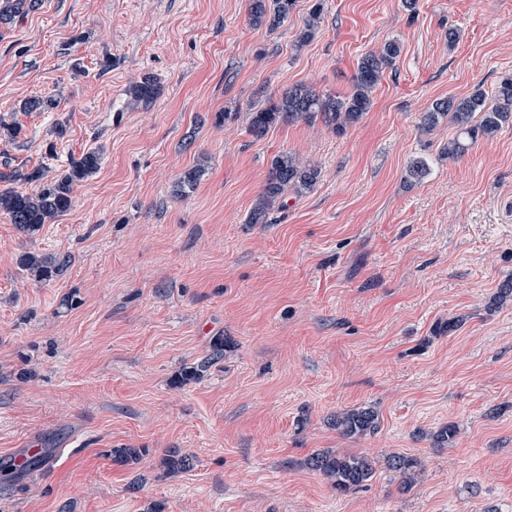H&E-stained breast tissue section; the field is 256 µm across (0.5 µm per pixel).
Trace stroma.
Wrapping results in <instances>:
<instances>
[{
  "mask_svg": "<svg viewBox=\"0 0 512 512\" xmlns=\"http://www.w3.org/2000/svg\"><path fill=\"white\" fill-rule=\"evenodd\" d=\"M249 4L42 0L0 30V120L20 127L0 171L52 178L101 155L35 236L0 214V459L32 441L55 459L0 481V512H512V125L455 160L454 125L419 127L435 100L512 74V0H297L273 31ZM392 40L395 65L343 135L250 133L251 109L295 85L349 94L361 54ZM147 73L159 96L131 104ZM34 96L59 106L20 111ZM282 152L319 179L250 223ZM27 251L72 263L37 282ZM215 336L223 360L174 385ZM360 407L377 430L344 436L337 414ZM123 447L146 454L113 464ZM170 448L192 468L164 473ZM327 450L373 459L371 480L337 494L306 465ZM393 454L417 460L412 484Z\"/></svg>",
  "mask_w": 512,
  "mask_h": 512,
  "instance_id": "stroma-1",
  "label": "stroma"
}]
</instances>
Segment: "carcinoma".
<instances>
[{
  "label": "carcinoma",
  "instance_id": "cac0c4a2",
  "mask_svg": "<svg viewBox=\"0 0 512 512\" xmlns=\"http://www.w3.org/2000/svg\"><path fill=\"white\" fill-rule=\"evenodd\" d=\"M296 0H251L249 20L255 27L265 26L275 30L292 11ZM41 0H0V29L10 27L16 20L39 9ZM322 12L317 3L310 12V20L299 34V42L310 41L317 29V20ZM400 54L396 41L385 43L378 51L363 55L357 65L351 92L343 98L323 95L315 90L296 86L265 107L255 108L249 113V131L263 137L278 124H291L297 120L314 123L321 121L336 134L341 135L357 123L372 105V92L383 72L391 67ZM160 88L151 75L143 76L133 84L129 96L136 104H148L159 95ZM57 107V100L33 97L21 105L23 112H47ZM456 125L458 134L448 141L442 154L449 158L463 156L480 139H490L504 126L512 125V75L501 78L494 98L490 99L480 89L469 95L448 97L434 101L423 113L420 128L425 132L434 130L443 120ZM99 153L90 151L70 162L68 170L50 180L40 169L26 173L12 170L0 172V182H10L12 187L0 188V214L6 215L11 223L26 235L36 234L42 225L52 223L73 205L74 185L92 177L99 169ZM318 169L301 161L290 153L276 155L268 170L263 189L255 200L249 223L265 224L269 211L292 190L297 194L311 191L318 179ZM42 182L39 189L27 193L15 188L18 183ZM71 263V256L55 253L25 252L18 258L19 266L36 281H49L62 276ZM224 357V337L216 336L211 342V353L193 366L182 369L178 384L198 381L217 361ZM377 413L370 408H359L342 413L336 418V427L345 436H361L375 430ZM112 462L128 466L139 462L144 448H114L110 451ZM167 472L175 473L193 467L192 459L173 448L162 459ZM418 462L412 457L395 454L388 458V469L410 481ZM307 466L324 475L339 494L369 481L374 473L372 462L361 455H337L320 451L307 459Z\"/></svg>",
  "mask_w": 512,
  "mask_h": 512
}]
</instances>
